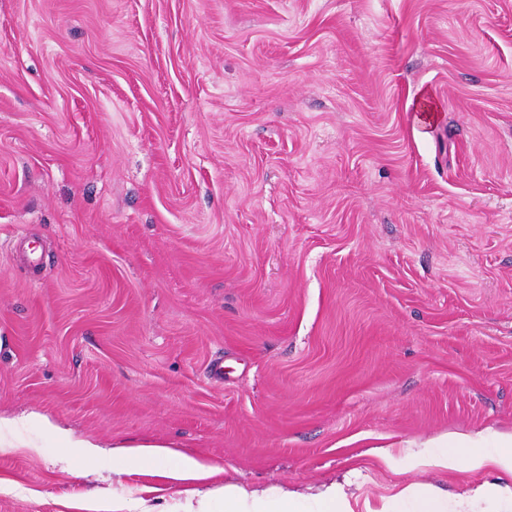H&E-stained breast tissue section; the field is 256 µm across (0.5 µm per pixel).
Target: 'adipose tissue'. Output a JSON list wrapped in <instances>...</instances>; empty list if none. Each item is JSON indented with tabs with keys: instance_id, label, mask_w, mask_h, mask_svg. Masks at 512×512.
Instances as JSON below:
<instances>
[{
	"instance_id": "adipose-tissue-1",
	"label": "adipose tissue",
	"mask_w": 512,
	"mask_h": 512,
	"mask_svg": "<svg viewBox=\"0 0 512 512\" xmlns=\"http://www.w3.org/2000/svg\"><path fill=\"white\" fill-rule=\"evenodd\" d=\"M459 447L467 448L466 456L456 455ZM113 454L124 468L168 464L170 478L190 484L181 512H214L218 506L223 507L224 512H351L346 493L334 484L310 497L283 489L258 492L235 483L210 487L206 480L214 473V465L168 445H120ZM413 459L416 465L447 471L472 472L494 465L512 472V436L500 438L493 451L487 450L480 437L447 436L435 440L433 447L415 453ZM392 500L409 505L410 512H448L447 496L426 485H400Z\"/></svg>"
}]
</instances>
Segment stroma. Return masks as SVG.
<instances>
[{
  "instance_id": "stroma-1",
  "label": "stroma",
  "mask_w": 512,
  "mask_h": 512,
  "mask_svg": "<svg viewBox=\"0 0 512 512\" xmlns=\"http://www.w3.org/2000/svg\"><path fill=\"white\" fill-rule=\"evenodd\" d=\"M30 412L352 512L512 485L409 465L512 434V0H0V512H85ZM391 501L410 506V512H448V494L443 495L435 488L408 483L400 485Z\"/></svg>"
}]
</instances>
